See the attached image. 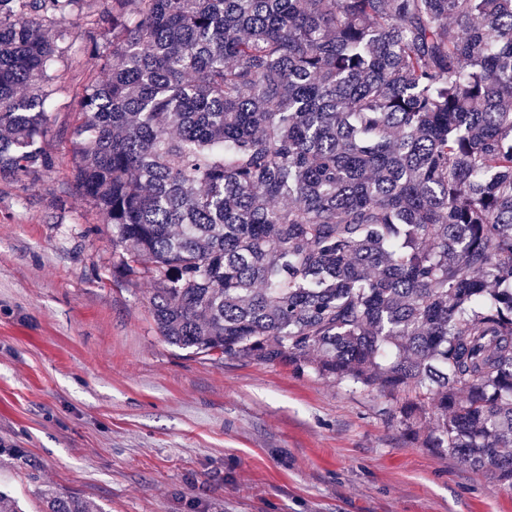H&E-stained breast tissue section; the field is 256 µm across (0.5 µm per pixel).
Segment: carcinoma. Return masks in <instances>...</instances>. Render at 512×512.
<instances>
[{"label":"carcinoma","instance_id":"cac0c4a2","mask_svg":"<svg viewBox=\"0 0 512 512\" xmlns=\"http://www.w3.org/2000/svg\"><path fill=\"white\" fill-rule=\"evenodd\" d=\"M77 2L0 0L1 169L51 167L24 89ZM103 19L76 179L161 335L411 388L406 441L512 489V0H112Z\"/></svg>","mask_w":512,"mask_h":512}]
</instances>
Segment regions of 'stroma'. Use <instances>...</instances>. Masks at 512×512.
Instances as JSON below:
<instances>
[{"label":"stroma","mask_w":512,"mask_h":512,"mask_svg":"<svg viewBox=\"0 0 512 512\" xmlns=\"http://www.w3.org/2000/svg\"><path fill=\"white\" fill-rule=\"evenodd\" d=\"M103 0H79L31 96L50 168L0 171V487L99 512H512V491L407 443L373 388L170 344L148 280L112 271V228L76 185L77 103L112 61ZM44 512H90L93 506L87 501L47 489L43 493Z\"/></svg>","instance_id":"35a3bbf8"}]
</instances>
